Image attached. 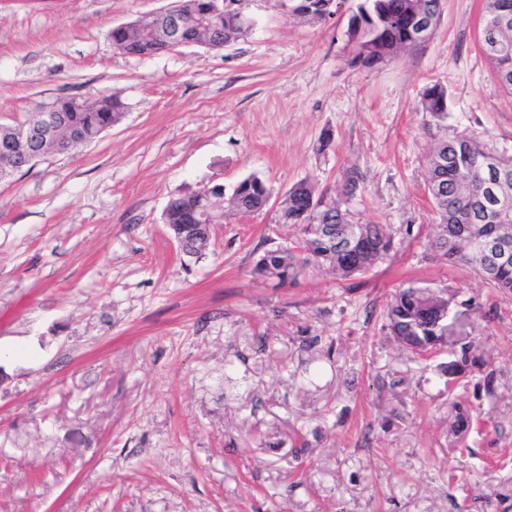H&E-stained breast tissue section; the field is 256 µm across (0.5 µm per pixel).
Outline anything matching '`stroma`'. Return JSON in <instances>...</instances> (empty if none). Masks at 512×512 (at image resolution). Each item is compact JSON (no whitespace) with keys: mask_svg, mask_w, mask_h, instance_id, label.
I'll return each mask as SVG.
<instances>
[{"mask_svg":"<svg viewBox=\"0 0 512 512\" xmlns=\"http://www.w3.org/2000/svg\"><path fill=\"white\" fill-rule=\"evenodd\" d=\"M172 2L0 0V114L123 105L98 140L0 183V512H512V294L432 258L424 183L429 84L448 89L443 133L512 152L484 0H444L427 42L374 69L345 36L359 0L325 21L247 0L252 30L221 49L113 48L112 28ZM353 170L389 257L345 282L257 279L295 234L291 186L334 198ZM252 174L268 206L227 211L183 258L168 201ZM411 283L476 303L433 358L384 329ZM465 346L480 363L449 385Z\"/></svg>","mask_w":512,"mask_h":512,"instance_id":"stroma-1","label":"stroma"}]
</instances>
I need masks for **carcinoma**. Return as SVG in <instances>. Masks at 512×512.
Returning a JSON list of instances; mask_svg holds the SVG:
<instances>
[{
    "mask_svg": "<svg viewBox=\"0 0 512 512\" xmlns=\"http://www.w3.org/2000/svg\"><path fill=\"white\" fill-rule=\"evenodd\" d=\"M241 6L220 13L212 11V0H182L180 7L188 16L181 40L185 45L212 47L235 42L245 37L254 22ZM324 0H298L294 3L301 15L314 20L325 18ZM503 25L494 30V52L486 53L500 87L512 94V0H486L485 14L479 33V42H485V30L496 19ZM156 23L152 18L140 26L112 29V45L125 54L151 57L172 49V45L157 42L150 33ZM411 21L407 15V0H362L353 18L348 20L345 36L353 48L352 63L363 68H374L397 56L403 50L416 46L410 37ZM53 110L63 119L64 129H73L89 139L98 138L119 121L121 103L110 96L95 102L78 104L73 98L49 101ZM421 108L430 121L439 122L448 116V90L439 83L425 87ZM489 146L473 133H461L457 139H440L427 159L425 191L430 207L438 220V233L430 241L433 258L451 264H465L480 272L488 284L502 292H512V264L495 271L482 270L479 258L462 247L444 248L448 226L457 224H490L495 212L484 187L474 181L481 172L485 150ZM448 155L446 190L436 193L433 186L443 176L436 158ZM271 194L264 181L251 175L239 181L232 189L233 209L238 213L254 214L270 201ZM325 197L315 191L308 181L294 184L283 200L280 219L297 228V237L286 248L270 249L258 260L255 274L262 278H277L282 283H293L300 270L310 265L324 267L340 280H351L383 261L393 248L384 225L364 221V234L347 250L330 245L319 232V225L331 220L347 224L356 219L341 202L324 204ZM213 204L224 207V186L215 184L208 194L198 191L179 194L169 200L164 212V223L170 230L183 233V255L200 259L201 235L212 233V227L203 223L205 207ZM435 300L424 288L408 286L398 290L387 306L384 328L412 354L424 356L430 352L435 339L434 320L430 306Z\"/></svg>",
    "mask_w": 512,
    "mask_h": 512,
    "instance_id": "cac0c4a2",
    "label": "carcinoma"
}]
</instances>
